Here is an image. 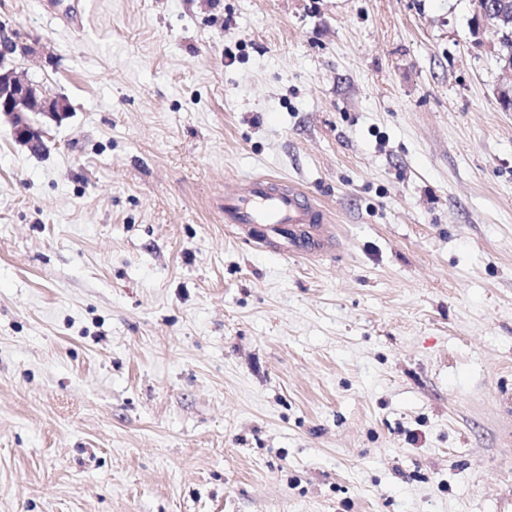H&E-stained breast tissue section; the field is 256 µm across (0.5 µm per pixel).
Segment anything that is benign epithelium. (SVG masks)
I'll use <instances>...</instances> for the list:
<instances>
[{"label": "benign epithelium", "mask_w": 512, "mask_h": 512, "mask_svg": "<svg viewBox=\"0 0 512 512\" xmlns=\"http://www.w3.org/2000/svg\"><path fill=\"white\" fill-rule=\"evenodd\" d=\"M477 17L481 25L498 31L503 12L485 0H476ZM32 55L35 48L19 44L0 28V117L10 123L14 138L28 150L36 153L47 148L49 123L60 124L70 114L68 99L52 93L43 85L29 79L22 71L7 65L14 54Z\"/></svg>", "instance_id": "7a95c632"}]
</instances>
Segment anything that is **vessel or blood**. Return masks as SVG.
<instances>
[{
	"label": "vessel or blood",
	"mask_w": 512,
	"mask_h": 512,
	"mask_svg": "<svg viewBox=\"0 0 512 512\" xmlns=\"http://www.w3.org/2000/svg\"><path fill=\"white\" fill-rule=\"evenodd\" d=\"M224 221L241 227L246 241L264 243L282 253L314 255L329 246L320 234L321 225L328 221L326 209L273 175L244 178L225 193Z\"/></svg>",
	"instance_id": "obj_1"
}]
</instances>
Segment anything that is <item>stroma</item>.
Listing matches in <instances>:
<instances>
[{
    "instance_id": "1",
    "label": "stroma",
    "mask_w": 512,
    "mask_h": 512,
    "mask_svg": "<svg viewBox=\"0 0 512 512\" xmlns=\"http://www.w3.org/2000/svg\"><path fill=\"white\" fill-rule=\"evenodd\" d=\"M0 512H512V112L474 0H0ZM284 177L316 257L224 221ZM16 53L32 55L35 48L18 44L13 37L4 34L0 25V117L10 123L18 143L31 152H41L47 148L48 124L58 125L66 119L70 104L64 95L50 92L24 72L7 65V57ZM32 116L40 120H33Z\"/></svg>"
}]
</instances>
